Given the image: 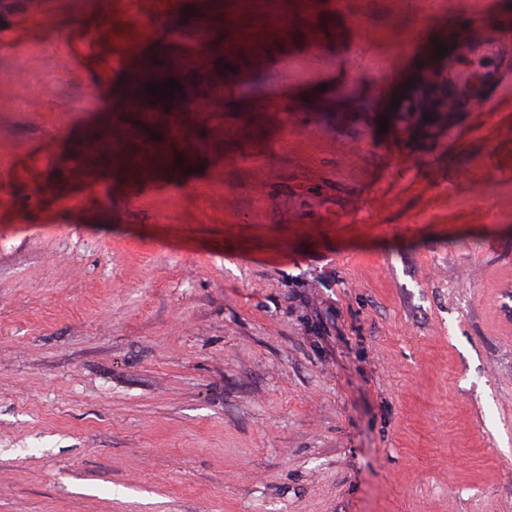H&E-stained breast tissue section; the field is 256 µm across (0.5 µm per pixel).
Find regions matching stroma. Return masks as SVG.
<instances>
[{
	"label": "stroma",
	"mask_w": 512,
	"mask_h": 512,
	"mask_svg": "<svg viewBox=\"0 0 512 512\" xmlns=\"http://www.w3.org/2000/svg\"><path fill=\"white\" fill-rule=\"evenodd\" d=\"M278 2L0 0V512H512V0ZM147 81H134L127 87L123 104L131 112H138L144 126H154L155 133L160 136V142L186 137L184 131L177 126L158 127L155 125V112H165L171 98H161V95L152 96L146 92Z\"/></svg>",
	"instance_id": "35a3bbf8"
}]
</instances>
